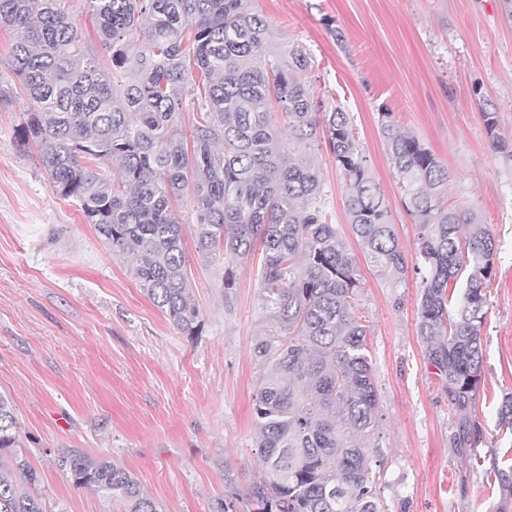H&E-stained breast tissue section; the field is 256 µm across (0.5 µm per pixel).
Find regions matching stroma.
I'll return each mask as SVG.
<instances>
[{"label":"stroma","instance_id":"1","mask_svg":"<svg viewBox=\"0 0 512 512\" xmlns=\"http://www.w3.org/2000/svg\"><path fill=\"white\" fill-rule=\"evenodd\" d=\"M258 4L274 43L310 51L315 99L350 112L407 265L418 226L386 153V112L447 163L449 197L483 215L498 242L476 401L481 441L459 451L448 394L417 334L416 278L395 288L371 266L348 223L336 162L315 152L324 206L362 279L359 313L382 414L380 502L386 512H512V434L498 429V407L512 393V157L493 149L483 121L497 113L499 134L512 138V0ZM25 110L20 99L0 111V393L14 405L22 454L41 474L46 512H121L60 470L68 448L123 465L165 512H211L229 485L248 493L261 468L254 346L267 328L255 264L236 267L225 308L221 271L202 265L186 234L205 326L183 335L56 193L35 150L21 146Z\"/></svg>","mask_w":512,"mask_h":512}]
</instances>
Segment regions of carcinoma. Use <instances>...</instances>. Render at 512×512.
I'll list each match as a JSON object with an SVG mask.
<instances>
[{
    "instance_id": "carcinoma-1",
    "label": "carcinoma",
    "mask_w": 512,
    "mask_h": 512,
    "mask_svg": "<svg viewBox=\"0 0 512 512\" xmlns=\"http://www.w3.org/2000/svg\"><path fill=\"white\" fill-rule=\"evenodd\" d=\"M87 2L98 48L73 23L70 0H0V29L16 32L11 67L28 100L20 140L37 149L55 191L78 205L145 296L190 338L201 335L204 319L174 203L193 207L201 262L224 264L227 305L234 265L262 245L258 297L271 330L254 347L262 472L246 512H385L376 492L379 395L357 315L360 271L328 222L313 147L336 161L349 224L370 262L396 286L408 267L350 113L319 108L307 84L310 53L299 44L272 50L254 0ZM383 118L403 207L419 225L418 335L456 416L452 445L472 448L482 433L474 411L497 243L480 214L448 203V166L391 113ZM483 118L494 149L512 157V141L496 134V113ZM498 426L512 430L511 393ZM17 447L13 406L0 395V512H45L30 491L40 476ZM57 465L76 487L124 512H163L110 460L69 448ZM239 503L230 487L213 512H238Z\"/></svg>"
}]
</instances>
